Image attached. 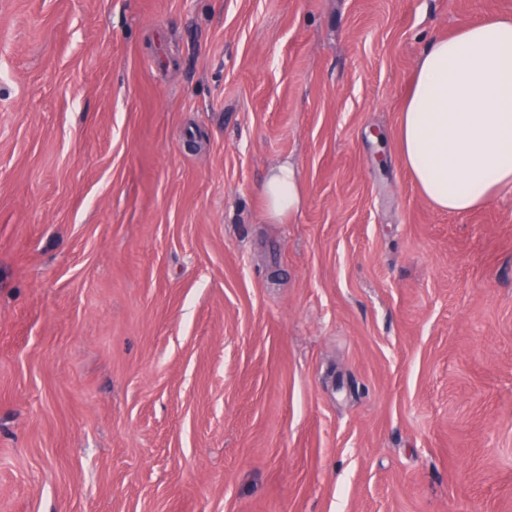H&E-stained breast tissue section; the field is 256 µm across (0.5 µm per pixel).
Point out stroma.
<instances>
[{
	"mask_svg": "<svg viewBox=\"0 0 512 512\" xmlns=\"http://www.w3.org/2000/svg\"><path fill=\"white\" fill-rule=\"evenodd\" d=\"M502 16L0 0V512H512V192L439 211L397 147ZM263 196L270 216L275 219L298 211L303 197L297 169L288 162L279 165L265 179Z\"/></svg>",
	"mask_w": 512,
	"mask_h": 512,
	"instance_id": "stroma-1",
	"label": "stroma"
}]
</instances>
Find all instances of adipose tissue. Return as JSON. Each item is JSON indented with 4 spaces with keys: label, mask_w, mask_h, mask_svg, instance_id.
<instances>
[{
    "label": "adipose tissue",
    "mask_w": 512,
    "mask_h": 512,
    "mask_svg": "<svg viewBox=\"0 0 512 512\" xmlns=\"http://www.w3.org/2000/svg\"><path fill=\"white\" fill-rule=\"evenodd\" d=\"M398 146L437 209L466 213L512 187V17L429 42L402 110ZM263 196L273 218L298 211L297 169L279 165Z\"/></svg>",
    "instance_id": "obj_1"
}]
</instances>
